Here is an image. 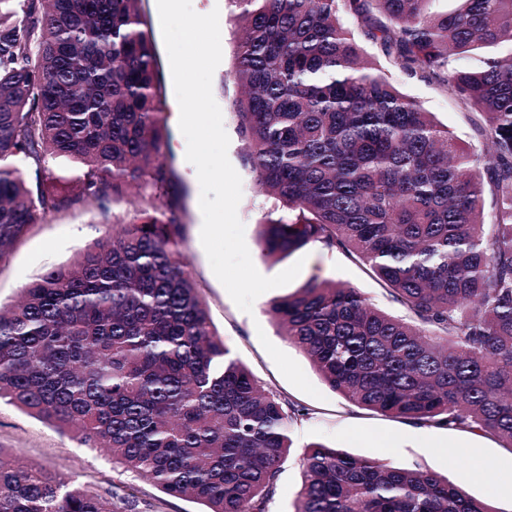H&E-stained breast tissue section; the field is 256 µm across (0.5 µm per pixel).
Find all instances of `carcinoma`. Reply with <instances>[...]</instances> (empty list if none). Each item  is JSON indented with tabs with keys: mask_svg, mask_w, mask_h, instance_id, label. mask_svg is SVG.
Here are the masks:
<instances>
[{
	"mask_svg": "<svg viewBox=\"0 0 512 512\" xmlns=\"http://www.w3.org/2000/svg\"><path fill=\"white\" fill-rule=\"evenodd\" d=\"M143 0H0V261L38 219L141 190V217L0 308V400L207 512H266L309 415L231 355L180 259L163 85ZM234 114L259 191L288 216L256 245L365 265L405 319L311 276L268 312L356 406L512 448V0H230ZM469 112L464 146L376 72ZM477 56L460 68L456 61ZM49 156L81 175L61 183ZM33 170L26 181L15 166ZM495 214L486 220L485 193ZM294 512H495L447 478L314 443ZM0 512H120L47 469L0 461Z\"/></svg>",
	"mask_w": 512,
	"mask_h": 512,
	"instance_id": "carcinoma-1",
	"label": "carcinoma"
}]
</instances>
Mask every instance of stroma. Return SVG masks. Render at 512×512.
Returning a JSON list of instances; mask_svg holds the SVG:
<instances>
[{"instance_id": "35a3bbf8", "label": "stroma", "mask_w": 512, "mask_h": 512, "mask_svg": "<svg viewBox=\"0 0 512 512\" xmlns=\"http://www.w3.org/2000/svg\"><path fill=\"white\" fill-rule=\"evenodd\" d=\"M214 2L220 6L224 36L222 60L213 75L212 91L230 140L229 160L242 180L238 217L244 225L245 242L256 269L263 276L272 277L292 266L298 258L312 254L313 249L308 246L298 254L273 261L264 259L256 246L260 224L275 218L276 213L271 201L258 192L245 164L233 112L236 90L225 81L226 72L234 64L235 12L228 0H200V5L207 8ZM363 48L379 72L400 91L434 113L464 144H477L466 110L445 91L392 68L371 43H364ZM157 51L165 87L162 117L169 133L166 164L172 171L166 185L172 208L165 211L164 217L182 226L179 250L214 327L233 356L261 385L283 393L310 411L307 418L291 428L296 451L283 465L267 512H292L302 481L297 452L313 442L355 457L381 458L397 467L437 472L469 495L491 504L495 512H512V450L502 447L498 440L470 432L430 427L422 433L416 425L353 405L323 381L307 355L281 336L268 316L266 308L272 299L293 292L295 285L304 284L315 274L357 288L376 307L401 314V307L363 266L342 253L325 250L315 265L303 266L294 284L259 296L252 313H245L235 305L214 275L200 241L202 214L197 171L186 161V140L178 125L172 122L177 101L166 48L161 45ZM140 209L139 198L131 195L118 203L78 204L33 224L27 235L13 246L8 258L0 262V307L14 303L21 289L45 270L68 263L78 252L111 235L107 215L130 220L138 216ZM446 445L453 446V454L443 453ZM0 449L23 464L59 471L75 484L115 502L121 501L128 488H136L135 512H203L204 509L203 504L192 498L164 494L147 479L114 465L105 452L81 446L72 433L59 431L5 401H0Z\"/></svg>"}]
</instances>
